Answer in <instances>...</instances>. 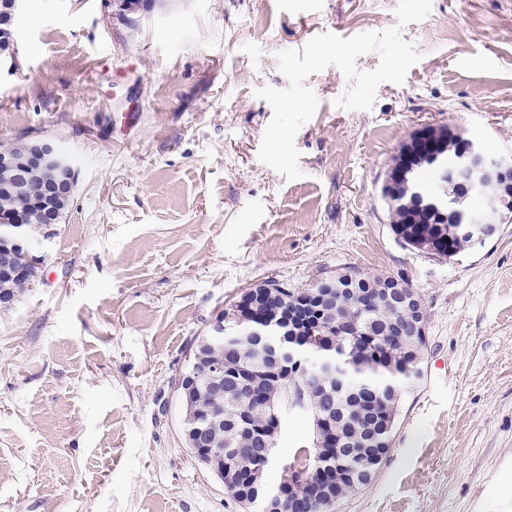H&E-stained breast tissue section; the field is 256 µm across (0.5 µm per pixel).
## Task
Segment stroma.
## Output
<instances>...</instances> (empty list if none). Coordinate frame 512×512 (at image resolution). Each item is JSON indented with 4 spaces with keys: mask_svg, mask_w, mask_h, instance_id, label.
Here are the masks:
<instances>
[{
    "mask_svg": "<svg viewBox=\"0 0 512 512\" xmlns=\"http://www.w3.org/2000/svg\"><path fill=\"white\" fill-rule=\"evenodd\" d=\"M398 0H23L0 72V145L50 138L77 170L36 281L0 309V512H244L187 447L175 386L239 295L352 270L401 276L426 310L423 376L392 448L334 512H495L512 487V222L442 259L403 246L381 186L425 126L512 151V0H433L420 53L371 109L334 66L295 138L302 178L258 158L287 87L277 55L396 23ZM309 418L286 416L270 487Z\"/></svg>",
    "mask_w": 512,
    "mask_h": 512,
    "instance_id": "35a3bbf8",
    "label": "stroma"
}]
</instances>
